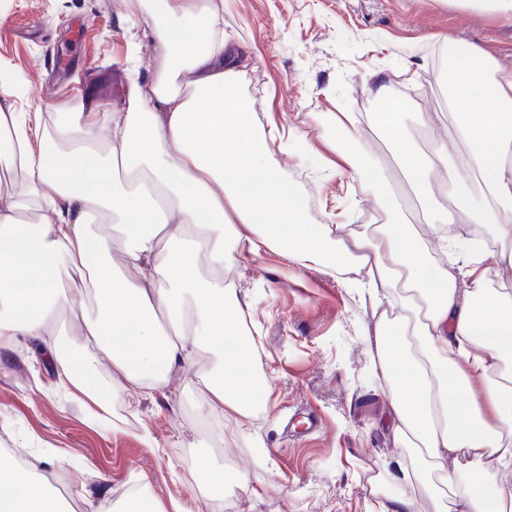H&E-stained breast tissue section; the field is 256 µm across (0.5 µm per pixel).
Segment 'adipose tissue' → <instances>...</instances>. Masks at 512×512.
<instances>
[{
	"mask_svg": "<svg viewBox=\"0 0 512 512\" xmlns=\"http://www.w3.org/2000/svg\"><path fill=\"white\" fill-rule=\"evenodd\" d=\"M149 18L156 75L132 78L128 111L59 112L48 124L42 108L17 111V85L0 77V171L24 174L21 189L0 193V350L71 322L113 380L140 395L208 353L201 410L244 426L269 391L242 340L226 246L255 258L270 251L292 267L320 264L360 298L398 307L375 324L373 371L397 448L418 451L399 460L401 478L422 482L432 512H512V485L485 470L512 469V70L445 37L452 148H416L383 83V112L338 115L342 127L364 123L383 140L432 223L493 225L499 248L479 253L462 289L397 223L370 239L309 223L306 196L254 132L215 11L152 0ZM331 151L324 167L350 170L362 194L394 213L372 151L343 142ZM199 255L208 274L195 268ZM62 504L42 477L0 460V512Z\"/></svg>",
	"mask_w": 512,
	"mask_h": 512,
	"instance_id": "adipose-tissue-1",
	"label": "adipose tissue"
}]
</instances>
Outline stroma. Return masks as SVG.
Masks as SVG:
<instances>
[{
  "mask_svg": "<svg viewBox=\"0 0 512 512\" xmlns=\"http://www.w3.org/2000/svg\"><path fill=\"white\" fill-rule=\"evenodd\" d=\"M218 13L238 53V89L255 102V131H279L273 156L308 194L310 223L336 225L345 237L371 233L385 217L349 174L315 168L340 134L337 113L382 111L375 82L383 80L427 151L451 126L435 68L443 38L463 37L512 65V20L453 0H222ZM154 53L139 0H5L0 11V69L23 83L26 107L127 111L130 79L151 77ZM62 55L82 90L58 92ZM226 275L249 306L257 370L271 387L248 428L207 420L195 378L180 371L142 396L112 387L109 419H94L89 403L61 388L59 361L44 357L41 341L22 338L0 352V454L23 449L24 468L64 495L86 488L104 512L132 491L207 512L203 458L225 474L237 512H371L376 485L411 499L413 512H430L422 485L393 478L390 402L372 369L379 309L327 268H294L272 252L237 256ZM303 407L321 430L289 428ZM240 471L247 487L235 481Z\"/></svg>",
  "mask_w": 512,
  "mask_h": 512,
  "instance_id": "35a3bbf8",
  "label": "stroma"
}]
</instances>
